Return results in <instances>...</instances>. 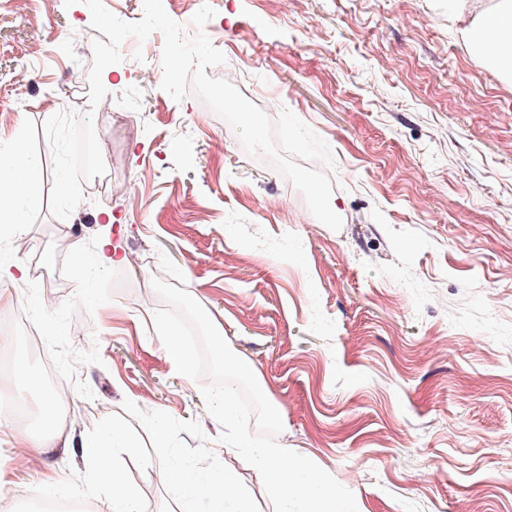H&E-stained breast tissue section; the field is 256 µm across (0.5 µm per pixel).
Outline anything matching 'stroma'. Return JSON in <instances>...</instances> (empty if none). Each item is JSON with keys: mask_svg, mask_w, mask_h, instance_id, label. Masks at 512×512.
<instances>
[{"mask_svg": "<svg viewBox=\"0 0 512 512\" xmlns=\"http://www.w3.org/2000/svg\"><path fill=\"white\" fill-rule=\"evenodd\" d=\"M189 36L240 69L254 104L280 97L329 147L334 231L224 119L199 128L195 94L141 85L161 61L107 68L116 109L141 125L116 176L138 197L85 196L65 219L48 207L23 230L42 274L0 280L32 311L72 392L71 441L28 471L0 443V512L47 497L107 512L81 445L125 435L117 463L142 512H174L177 491L150 468L235 469L253 512H274L261 477L232 448L200 382L178 374L139 306L163 263L253 370L284 430L280 445L351 490L358 512H512V80L460 40L448 0H163ZM84 29L83 42L70 40ZM99 32L79 0H0V154L22 141L45 170L43 124L55 100H88ZM125 261L101 265L103 241ZM56 303L45 312L43 284Z\"/></svg>", "mask_w": 512, "mask_h": 512, "instance_id": "35a3bbf8", "label": "stroma"}]
</instances>
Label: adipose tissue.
<instances>
[{"label":"adipose tissue","mask_w":512,"mask_h":512,"mask_svg":"<svg viewBox=\"0 0 512 512\" xmlns=\"http://www.w3.org/2000/svg\"><path fill=\"white\" fill-rule=\"evenodd\" d=\"M448 10L460 24L461 41L502 74L512 77V0H496L492 6L485 0H448ZM41 182L40 165L28 156L23 143H16L11 156L0 161V225L19 226L29 211L41 206ZM54 406V398H46L40 432L14 435L18 467H27L33 459L59 447L62 421ZM119 439L120 432L115 428L100 433L89 454L93 478L111 492L112 512H141L136 494L115 463ZM155 473L160 482L181 489L185 512H194L193 505L199 501L205 504L203 512H250L234 469H225L204 485L193 482L179 469L160 466Z\"/></svg>","instance_id":"adipose-tissue-1"}]
</instances>
